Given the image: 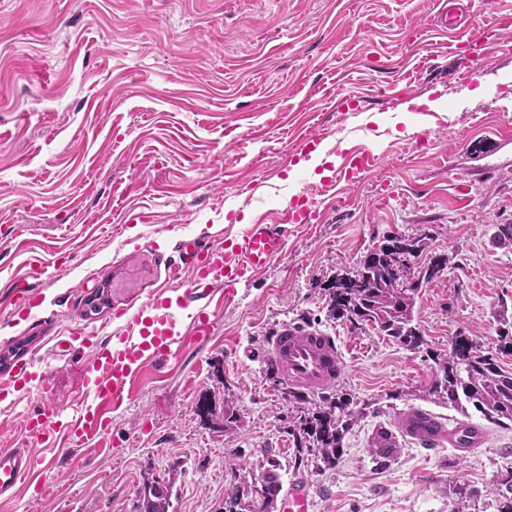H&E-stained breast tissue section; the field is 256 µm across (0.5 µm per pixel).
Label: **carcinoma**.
Wrapping results in <instances>:
<instances>
[{
    "mask_svg": "<svg viewBox=\"0 0 512 512\" xmlns=\"http://www.w3.org/2000/svg\"><path fill=\"white\" fill-rule=\"evenodd\" d=\"M419 243L397 238L386 248L368 254L359 266L358 278L337 274L326 288L329 312L350 323L372 324L380 332L410 348H418L423 339L413 322L414 297L419 284L408 288L395 285L392 264L396 257ZM512 355V322L504 321L498 329L495 348L481 350L469 339L456 338L448 353L437 355V373L429 394L448 399L458 410L463 402L473 404L490 423L512 420V372L499 365V356ZM350 400L333 395L319 397V402L301 415L288 429L296 452L316 455L332 468L340 459L344 419ZM400 449L391 433H378L371 454L383 463L398 455ZM280 463L270 453L263 456L257 471L236 480L224 499V512H276L281 491ZM172 486L168 483L144 484L138 498V512H168Z\"/></svg>",
    "mask_w": 512,
    "mask_h": 512,
    "instance_id": "carcinoma-1",
    "label": "carcinoma"
}]
</instances>
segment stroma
<instances>
[{
    "instance_id": "obj_1",
    "label": "stroma",
    "mask_w": 512,
    "mask_h": 512,
    "mask_svg": "<svg viewBox=\"0 0 512 512\" xmlns=\"http://www.w3.org/2000/svg\"><path fill=\"white\" fill-rule=\"evenodd\" d=\"M438 2L0 0V353L22 350L51 372L0 426V448L43 449L49 479L0 512H136L152 475L172 484L169 512H222L236 475L267 450L283 486L309 483L313 512H499L512 421L485 423L429 391L436 354L458 336L494 347L500 314L512 311V244L495 238L512 224V143L498 141L512 131V56L490 53L481 77L462 84L475 66L449 56ZM343 93L363 96L362 111L337 112ZM355 124L368 128L375 170L318 197L317 222L244 277L211 336L187 337L94 448L45 449L24 434L27 413L72 414L89 351L55 346L73 332L111 337L121 268L155 251L158 284L183 288L178 240L219 243L273 220L283 198H253V186L318 185L288 160L297 137ZM394 237L425 245L412 278L431 258L447 260L415 297L416 350L327 311L326 284ZM19 277L42 296L28 319L10 314ZM289 321L342 346L332 392L358 417L332 469L295 462L296 405L266 360L269 337ZM228 408L238 417L229 428ZM412 408L484 425L488 439L460 458L402 437L400 455L377 467L374 436Z\"/></svg>"
}]
</instances>
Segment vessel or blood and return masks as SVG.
<instances>
[{
	"label": "vessel or blood",
	"instance_id": "obj_1",
	"mask_svg": "<svg viewBox=\"0 0 512 512\" xmlns=\"http://www.w3.org/2000/svg\"><path fill=\"white\" fill-rule=\"evenodd\" d=\"M443 20L445 28L457 32L448 42L449 54H464L479 62L489 50L500 51L512 44L510 13H498L492 22L475 28L465 27L459 13H445ZM375 165V156L363 145L337 149L336 165L331 175L321 180L320 189L327 192L363 181ZM309 198L304 190L291 194L275 222H256L240 233L225 235L217 245L198 238L180 240L176 251L191 272L182 292L173 295L157 288L145 303L119 307L115 313L120 320L119 332L113 341L91 350L85 368V392L74 415L65 422L52 410L25 416L24 432L52 448L101 438L109 415L126 407L147 368L161 369L177 358L185 335H211L214 298L233 303L236 286L246 274L262 272L280 257L291 225L315 220ZM267 356L280 378L302 392L331 387L344 374V354L336 337L295 322L283 324L271 336ZM49 378L46 368L17 361L0 390L10 394L9 404L14 407L33 390L45 387ZM397 426L403 435L426 445L448 444L461 458L482 447L487 439L482 427L452 424L422 409L400 415ZM43 462V455L30 448L0 451V498L13 496L19 487L44 486ZM312 506L310 487L304 481L291 485L281 504L283 512H312Z\"/></svg>",
	"mask_w": 512,
	"mask_h": 512
}]
</instances>
